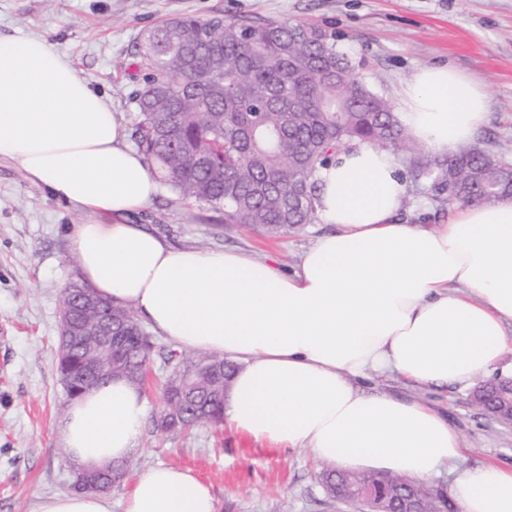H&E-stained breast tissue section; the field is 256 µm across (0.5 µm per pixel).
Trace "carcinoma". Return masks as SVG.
<instances>
[{
	"label": "carcinoma",
	"mask_w": 512,
	"mask_h": 512,
	"mask_svg": "<svg viewBox=\"0 0 512 512\" xmlns=\"http://www.w3.org/2000/svg\"><path fill=\"white\" fill-rule=\"evenodd\" d=\"M130 78L138 150L150 170L183 199L224 213V223L286 235L317 219L316 174L339 152L369 144L391 154L413 181L430 180L438 199L489 203L512 195V165L477 146L437 154L419 144L394 105L354 73L336 39L306 23L247 22L224 16H182L139 36ZM83 286L63 289L73 317L96 333L98 313L76 305ZM112 311L128 320L136 339L126 369L140 377L155 343L131 309ZM165 384L190 373L197 392L177 432L224 418V378L204 365H233L215 355L170 350ZM71 378L74 400L85 393L82 350L56 359ZM328 498L341 501L369 487L388 512L406 497L422 512H436L432 493L399 476L326 469Z\"/></svg>",
	"instance_id": "carcinoma-1"
}]
</instances>
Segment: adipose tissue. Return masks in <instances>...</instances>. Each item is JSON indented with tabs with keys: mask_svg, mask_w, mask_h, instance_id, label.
I'll use <instances>...</instances> for the list:
<instances>
[{
	"mask_svg": "<svg viewBox=\"0 0 512 512\" xmlns=\"http://www.w3.org/2000/svg\"><path fill=\"white\" fill-rule=\"evenodd\" d=\"M400 110L442 152L487 117L481 84L424 66ZM55 199L92 213L73 225L83 282L133 309L176 349L237 363L224 422L256 442L309 450L354 472L427 481L460 457L445 415L381 389L466 390L512 377V199L466 204L434 230L398 221L406 180L386 152L360 145L319 169L316 209L332 232L297 269L225 250L174 248L133 224L160 184L128 147L109 103L42 38L0 36V160ZM140 387L115 378L72 401L63 445L83 466L130 459L148 415ZM460 512H512V468L486 464L449 485ZM31 512H113L104 494L38 497ZM122 512H219L190 471L149 468Z\"/></svg>",
	"mask_w": 512,
	"mask_h": 512,
	"instance_id": "obj_1",
	"label": "adipose tissue"
}]
</instances>
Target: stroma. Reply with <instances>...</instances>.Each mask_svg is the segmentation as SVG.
Wrapping results in <instances>:
<instances>
[{
	"mask_svg": "<svg viewBox=\"0 0 512 512\" xmlns=\"http://www.w3.org/2000/svg\"><path fill=\"white\" fill-rule=\"evenodd\" d=\"M187 14L322 29L335 35L355 73L396 104L420 67L452 65L487 93V120L473 143L512 162V0H0V34L46 38L104 96L129 143L135 42ZM453 211L423 181L411 187L399 215L430 230ZM87 218L0 161V512H30L38 496L70 491L80 469L61 441L68 399L55 358L62 290L80 280L69 230ZM136 220L173 246L252 253L286 272L327 230L316 222L270 237L225 223L223 214L166 186ZM386 390L425 398L445 413L463 448L458 469L512 467V427L474 406L470 392L424 395L398 381ZM158 464L191 471L220 512H358L328 501L319 480L323 464L309 451L260 444L224 425L188 436L143 432L126 477L110 492L113 503Z\"/></svg>",
	"mask_w": 512,
	"mask_h": 512,
	"instance_id": "stroma-1",
	"label": "stroma"
}]
</instances>
